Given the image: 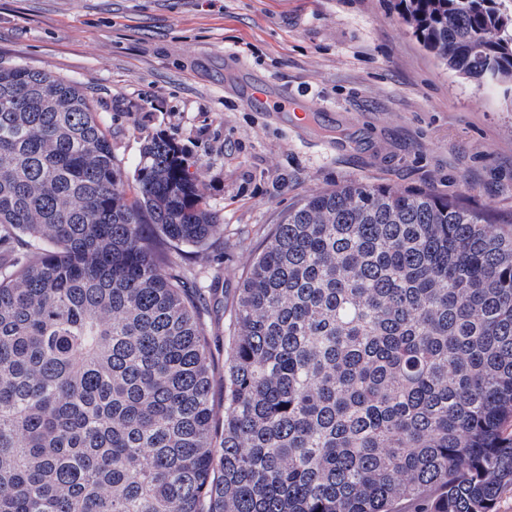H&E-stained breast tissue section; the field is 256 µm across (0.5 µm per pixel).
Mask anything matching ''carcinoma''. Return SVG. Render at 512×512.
Listing matches in <instances>:
<instances>
[{
	"instance_id": "cac0c4a2",
	"label": "carcinoma",
	"mask_w": 512,
	"mask_h": 512,
	"mask_svg": "<svg viewBox=\"0 0 512 512\" xmlns=\"http://www.w3.org/2000/svg\"><path fill=\"white\" fill-rule=\"evenodd\" d=\"M398 7L512 102V0ZM136 182L76 84L0 65V512H494L512 221L431 190L309 194L230 303L220 372L172 267L217 217L167 138Z\"/></svg>"
}]
</instances>
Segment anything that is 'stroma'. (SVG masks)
Here are the masks:
<instances>
[{
	"mask_svg": "<svg viewBox=\"0 0 512 512\" xmlns=\"http://www.w3.org/2000/svg\"><path fill=\"white\" fill-rule=\"evenodd\" d=\"M396 0H0V63L75 83L133 188L162 135L193 162L218 218L180 259L220 310L254 252L304 196L349 182L465 196L512 218V105L439 66ZM312 115L271 118L255 87Z\"/></svg>",
	"mask_w": 512,
	"mask_h": 512,
	"instance_id": "obj_1",
	"label": "stroma"
}]
</instances>
